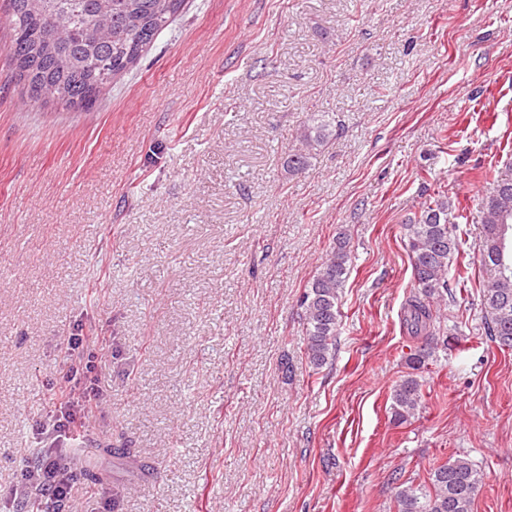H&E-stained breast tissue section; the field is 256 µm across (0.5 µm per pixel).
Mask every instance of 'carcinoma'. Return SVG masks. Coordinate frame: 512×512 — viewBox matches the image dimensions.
<instances>
[{"label": "carcinoma", "instance_id": "1", "mask_svg": "<svg viewBox=\"0 0 512 512\" xmlns=\"http://www.w3.org/2000/svg\"><path fill=\"white\" fill-rule=\"evenodd\" d=\"M183 0H112V15L98 17L97 0H9L6 23L13 32L7 47L30 101L91 108L100 91L137 62L180 10ZM336 139V126L322 115L299 136V147L285 160L288 173L303 172L314 152ZM482 203L484 240L478 285L487 335L501 349L512 350V178L494 179ZM448 206L425 204L420 218L404 225L411 256L414 291L402 320L421 340L405 362L412 373L392 390L393 421L404 423L422 407L423 394L414 372L426 366L438 346L448 345L437 304L448 300L450 259L458 250ZM352 257L347 236L335 245L306 286V356L321 368L336 354L340 293ZM484 474L470 460L457 457L430 470L428 484L396 492L398 512H472Z\"/></svg>", "mask_w": 512, "mask_h": 512}]
</instances>
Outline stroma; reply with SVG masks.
<instances>
[{"instance_id":"1","label":"stroma","mask_w":512,"mask_h":512,"mask_svg":"<svg viewBox=\"0 0 512 512\" xmlns=\"http://www.w3.org/2000/svg\"><path fill=\"white\" fill-rule=\"evenodd\" d=\"M5 9L0 487L64 337L92 329L107 345L70 512H397V485L458 456L485 473L474 512H512V350L474 281L482 174L512 178V0H185L88 110L30 102ZM321 114L335 140L288 174ZM438 194L472 279L397 424L417 344L403 226ZM342 233L336 356L317 369L300 301ZM417 375L409 373L392 390L391 407L394 422L404 423L422 407L423 394Z\"/></svg>"}]
</instances>
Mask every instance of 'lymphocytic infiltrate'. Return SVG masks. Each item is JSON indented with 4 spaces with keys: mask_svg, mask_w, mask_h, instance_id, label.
<instances>
[{
    "mask_svg": "<svg viewBox=\"0 0 512 512\" xmlns=\"http://www.w3.org/2000/svg\"><path fill=\"white\" fill-rule=\"evenodd\" d=\"M104 342V337L92 332L67 337L61 369L63 384L54 392L46 410L53 423L40 425L39 446L26 449L28 463L19 480L8 489L13 499L38 500L41 512H64L74 497L77 482L70 459L61 453L59 444L81 440L87 432V421L98 407L95 351Z\"/></svg>",
    "mask_w": 512,
    "mask_h": 512,
    "instance_id": "f902f5d3",
    "label": "lymphocytic infiltrate"
}]
</instances>
